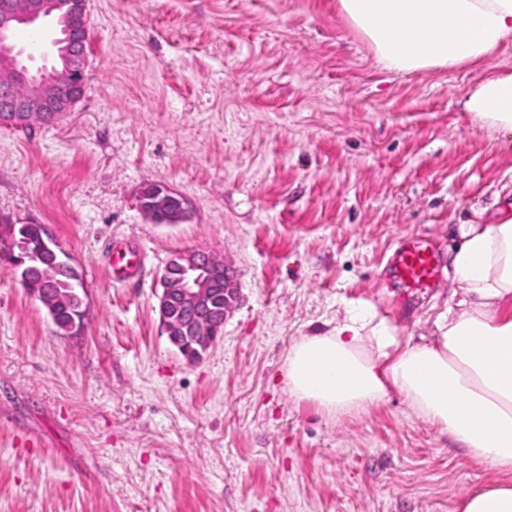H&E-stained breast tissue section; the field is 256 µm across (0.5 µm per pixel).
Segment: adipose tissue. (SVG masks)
<instances>
[{"mask_svg":"<svg viewBox=\"0 0 512 512\" xmlns=\"http://www.w3.org/2000/svg\"><path fill=\"white\" fill-rule=\"evenodd\" d=\"M339 8L395 72L475 64L512 38V0H339ZM463 107L512 131V72L483 79ZM452 270L459 297L431 341L402 339L371 306L349 308L331 329L293 342L284 384L330 416L397 391L457 448L512 472V218L465 233ZM461 510L512 512V485L473 491Z\"/></svg>","mask_w":512,"mask_h":512,"instance_id":"ef3b65f1","label":"adipose tissue"}]
</instances>
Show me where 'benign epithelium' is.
I'll list each match as a JSON object with an SVG mask.
<instances>
[{
  "label": "benign epithelium",
  "mask_w": 512,
  "mask_h": 512,
  "mask_svg": "<svg viewBox=\"0 0 512 512\" xmlns=\"http://www.w3.org/2000/svg\"><path fill=\"white\" fill-rule=\"evenodd\" d=\"M85 0H0V124L23 126L31 120L53 124L72 112L84 90L87 56L85 26L78 18L85 13ZM59 26L52 44L61 65L49 77H31L20 65L12 36L19 26L44 19ZM138 196L139 209L156 224H179L189 213V203L180 199L171 207L173 192L163 183ZM40 250L45 255L44 274L51 276L70 264L67 253L44 228ZM176 264L166 265L160 277L159 314L169 341L190 362L199 360L219 337L237 299L232 266L212 253L199 250L178 254ZM224 272V306H219L215 288L218 272ZM37 301L52 320H58L63 300L46 288Z\"/></svg>",
  "instance_id": "7a95c632"
}]
</instances>
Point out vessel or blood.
<instances>
[{"label": "vessel or blood", "mask_w": 512, "mask_h": 512, "mask_svg": "<svg viewBox=\"0 0 512 512\" xmlns=\"http://www.w3.org/2000/svg\"><path fill=\"white\" fill-rule=\"evenodd\" d=\"M133 267V253L129 247L119 246L113 252L110 275L119 279ZM440 260L430 243L418 235L403 236L386 268V277L407 295L413 296L433 288L439 280Z\"/></svg>", "instance_id": "b4317fda"}]
</instances>
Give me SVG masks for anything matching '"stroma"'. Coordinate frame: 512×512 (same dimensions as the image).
I'll list each match as a JSON object with an SVG mask.
<instances>
[{
	"mask_svg": "<svg viewBox=\"0 0 512 512\" xmlns=\"http://www.w3.org/2000/svg\"><path fill=\"white\" fill-rule=\"evenodd\" d=\"M91 51L74 111L0 124V215L45 224L83 279L59 330L0 269V512H460L501 473L450 448L397 392L336 417L290 396L299 336L372 305L404 337L453 303L449 257L512 217V132L462 101L512 70L396 73L338 0H86ZM190 200L155 224L136 198ZM439 251L442 282L402 299L400 237ZM139 250L120 284L113 243ZM202 249L238 299L200 361L163 333L159 277ZM151 190L150 201L145 200L146 193L143 190L140 191L137 201L139 209L155 224H179L186 219L189 203L184 198H180L178 206L173 208L172 214H168L173 192L163 183H156Z\"/></svg>",
	"mask_w": 512,
	"mask_h": 512,
	"instance_id": "1",
	"label": "stroma"
}]
</instances>
